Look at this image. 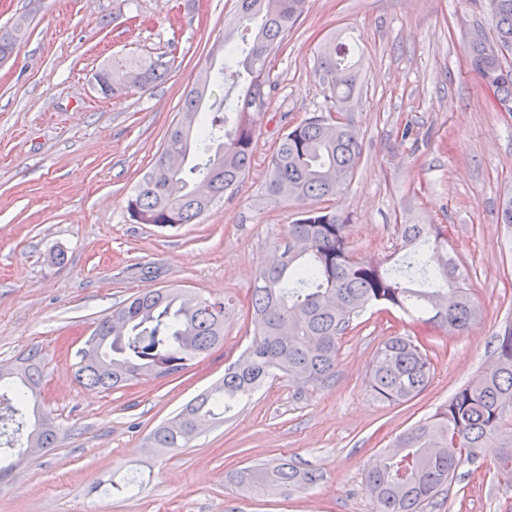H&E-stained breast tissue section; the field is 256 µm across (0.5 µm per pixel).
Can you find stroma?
<instances>
[{
	"label": "stroma",
	"instance_id": "stroma-1",
	"mask_svg": "<svg viewBox=\"0 0 512 512\" xmlns=\"http://www.w3.org/2000/svg\"><path fill=\"white\" fill-rule=\"evenodd\" d=\"M236 0H0V27L30 17L0 62V364L39 347V402L55 448L0 478V512H375L364 485L396 436L486 368L512 327V278L499 275L500 210L512 199V114L499 111L469 62L488 0H306L268 67L254 115L250 169L190 224L136 223L127 202L179 120L201 72L223 60ZM339 40L360 75L346 118L361 143L351 181L320 207L346 218L355 257L392 253L401 224H433L473 287L478 317L460 334L397 310H370L343 335L333 376L317 387L268 382L189 447H153L152 430L211 387L252 339L259 267L301 206L271 202L269 160L281 136L329 111L317 55ZM161 60L169 80L107 98L94 75L112 60ZM224 301V340L187 370L103 391L74 378L98 321L146 288ZM419 336L430 386L400 405L368 384L377 347ZM462 466L426 512H512V484ZM285 458L320 474L310 487L256 495L241 468Z\"/></svg>",
	"mask_w": 512,
	"mask_h": 512
}]
</instances>
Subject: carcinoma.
<instances>
[{
    "label": "carcinoma",
    "mask_w": 512,
    "mask_h": 512,
    "mask_svg": "<svg viewBox=\"0 0 512 512\" xmlns=\"http://www.w3.org/2000/svg\"><path fill=\"white\" fill-rule=\"evenodd\" d=\"M495 18L494 38L476 35L470 43L472 69L495 87L512 113V0H488ZM305 7V0H238L237 38L224 37V61L215 81L228 85L224 97L204 106L207 79L186 94L182 118L168 132L151 171L128 199L139 224H190L211 203L237 185L250 168L255 141L253 109L264 103L267 66ZM28 16L0 29V61L7 59L28 31ZM112 95L127 82L142 91L164 83L169 67L137 59L104 67ZM328 99L344 108L353 99L358 74L346 47L330 44L317 59ZM195 151L199 162L185 170L172 166ZM361 144L351 125L335 130L312 116L284 134L270 158L267 195L301 204L336 195L351 179ZM256 317L247 352L224 371L210 390L192 398L150 435L156 448H185L201 431L224 421V414L250 398L270 377L301 387L325 382L336 368L339 341L368 309L392 307L411 320L444 332L460 333L479 314L470 284L448 256V240L431 224H400L393 255L353 258L346 220L333 211L308 207L288 225L282 242L258 271L251 294ZM444 307L438 316L436 307ZM226 305L179 288H146L102 317L93 335L99 354H77L75 378L103 390L143 377L170 376L187 369L224 340ZM43 357L28 349L17 365H0V387L13 395L12 413L23 416L25 391L40 383ZM431 361L408 336H390L376 349L369 385L390 404L408 402L431 384ZM33 430L12 449L38 441L55 447L52 419L32 408ZM494 441L500 448L497 473L512 479V328L498 339L493 366L462 386L434 415L402 432L385 462L365 475L377 512H425L447 490L464 464ZM320 475L279 459L237 473V484L255 493L290 491L316 484Z\"/></svg>",
    "instance_id": "obj_1"
}]
</instances>
